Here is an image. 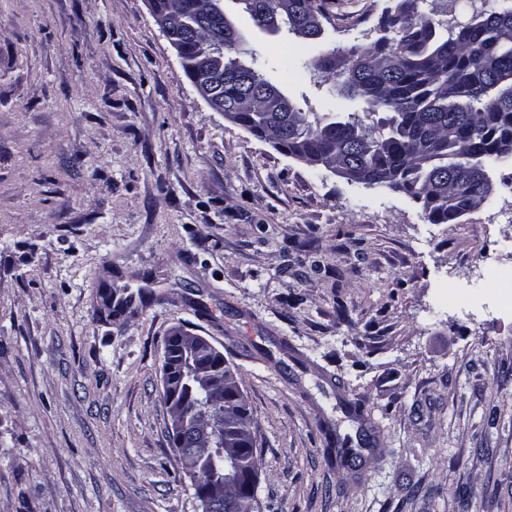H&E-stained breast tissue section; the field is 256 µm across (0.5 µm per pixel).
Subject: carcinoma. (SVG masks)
Listing matches in <instances>:
<instances>
[{
	"label": "carcinoma",
	"instance_id": "carcinoma-1",
	"mask_svg": "<svg viewBox=\"0 0 512 512\" xmlns=\"http://www.w3.org/2000/svg\"><path fill=\"white\" fill-rule=\"evenodd\" d=\"M258 30L281 31L306 43L322 33L302 28L315 11L330 19L329 0H239ZM471 0L470 16L461 20L457 0H439L426 14L417 0H397L384 11L380 27L396 36L383 51L382 38L340 53L314 57V75L337 89L338 95L366 104L360 112L306 114L290 100L279 112L265 105V92L278 87L255 67L238 60L244 42L233 30L215 51L224 53V94L241 91L243 118L256 128L270 126L287 132L322 155L328 164H349L369 172L376 186L401 191L422 205L432 224H452L476 210L490 195L489 170L512 162L493 143L512 126V8L488 12ZM185 28L204 32L209 25L203 0H173ZM380 110L388 116L378 118ZM187 385L180 393L191 420L207 425L217 420L224 431L202 461L184 452L186 461L211 480L224 482L242 476L256 457V440L243 435V419L224 411L236 403V393L215 395L192 385L195 359L184 358ZM238 441L239 454L224 457V442ZM235 509L217 512H255V494L239 483Z\"/></svg>",
	"mask_w": 512,
	"mask_h": 512
}]
</instances>
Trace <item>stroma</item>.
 Wrapping results in <instances>:
<instances>
[{"mask_svg": "<svg viewBox=\"0 0 512 512\" xmlns=\"http://www.w3.org/2000/svg\"><path fill=\"white\" fill-rule=\"evenodd\" d=\"M394 4L332 0L322 49ZM224 11L297 107L349 110L313 47ZM490 176L430 223L213 111L147 0H0V512H199L163 397L178 327L236 375L259 512H512V165Z\"/></svg>", "mask_w": 512, "mask_h": 512, "instance_id": "stroma-1", "label": "stroma"}]
</instances>
